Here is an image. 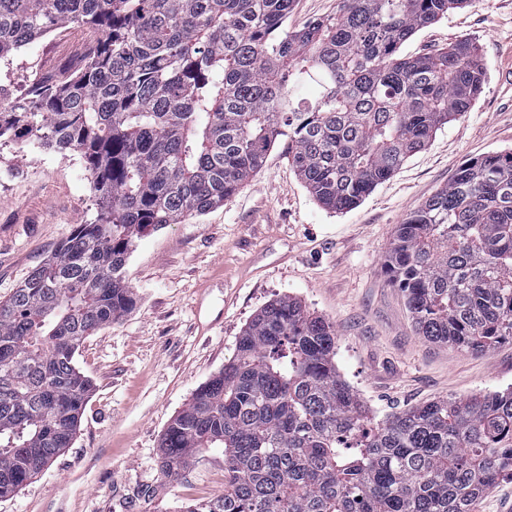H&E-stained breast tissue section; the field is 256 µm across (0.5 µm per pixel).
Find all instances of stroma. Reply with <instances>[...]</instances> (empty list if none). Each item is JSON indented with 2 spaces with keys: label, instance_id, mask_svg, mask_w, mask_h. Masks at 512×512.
<instances>
[{
  "label": "stroma",
  "instance_id": "stroma-1",
  "mask_svg": "<svg viewBox=\"0 0 512 512\" xmlns=\"http://www.w3.org/2000/svg\"><path fill=\"white\" fill-rule=\"evenodd\" d=\"M463 36L485 68L481 93L358 205L322 207L276 147L224 204L138 242L125 266L132 309L75 355L92 391L70 448L1 499L0 512H179L223 495V450L204 453L173 480L158 468L159 442L233 357L251 318L284 295L334 324L336 368L376 418L512 388V341L478 355L426 341L386 269L397 225L462 162L512 151V92L502 84L512 69V0H465L401 53L433 54ZM95 37L74 25L12 52L0 61V100L75 69ZM95 215L79 155L0 144V300ZM141 486L154 496L134 498Z\"/></svg>",
  "mask_w": 512,
  "mask_h": 512
}]
</instances>
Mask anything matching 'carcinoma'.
Wrapping results in <instances>:
<instances>
[{
	"mask_svg": "<svg viewBox=\"0 0 512 512\" xmlns=\"http://www.w3.org/2000/svg\"><path fill=\"white\" fill-rule=\"evenodd\" d=\"M294 0H0V59L70 24L82 65L0 104V141L78 154L96 216L0 301V499L70 447L87 337L134 304L139 240L224 203L280 142L337 212L359 203L484 80L475 43L403 56L464 0H340L290 31ZM317 80L314 100L293 89ZM419 335L485 352L512 339V152L462 163L397 225L386 259ZM336 369V328L293 296L262 308L178 412L158 467L224 449V496L181 512H473L512 480V391L439 399L372 424Z\"/></svg>",
	"mask_w": 512,
	"mask_h": 512,
	"instance_id": "obj_1",
	"label": "carcinoma"
}]
</instances>
